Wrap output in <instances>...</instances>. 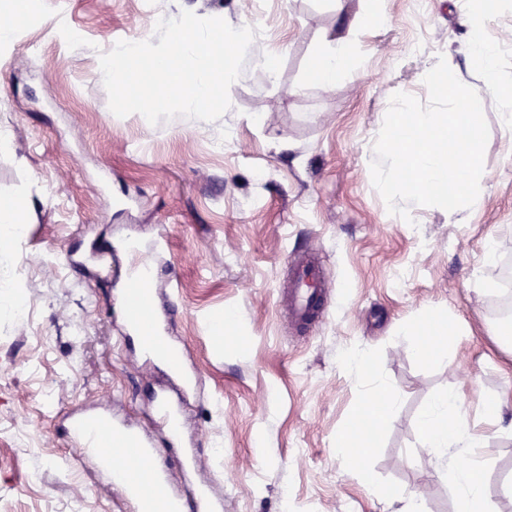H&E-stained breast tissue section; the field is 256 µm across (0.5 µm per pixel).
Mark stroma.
<instances>
[{
  "label": "stroma",
  "instance_id": "35a3bbf8",
  "mask_svg": "<svg viewBox=\"0 0 512 512\" xmlns=\"http://www.w3.org/2000/svg\"><path fill=\"white\" fill-rule=\"evenodd\" d=\"M184 10L259 30L230 108L214 122L117 117L100 53L154 38L158 19ZM365 11L383 24L361 28ZM466 16L465 0H45L0 41V197L33 205L27 240L0 265V278L23 277L33 310L25 323L0 313V512H132L93 457L73 462L69 424L95 412L152 438L171 492L207 486L223 512H282L286 500L291 512H394L387 496L402 492L455 512L448 462L419 429L451 390L488 436L474 455L492 512H512V431L484 411L512 398V352L490 328L512 315V129L485 97L484 204L464 224L418 205L405 222L370 174L394 93L427 100L441 58L479 84ZM340 38L347 75L310 82L313 57ZM274 49L270 74L254 60ZM161 235L175 280L158 292L187 391L146 362L121 306L131 244ZM299 253L321 265L328 301L306 330L288 321ZM430 312L456 334L423 362L411 349L428 341ZM355 351L375 374L344 366ZM381 381L396 411L361 460L341 457ZM161 396L187 405L180 439L152 421Z\"/></svg>",
  "mask_w": 512,
  "mask_h": 512
}]
</instances>
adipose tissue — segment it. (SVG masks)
<instances>
[{"mask_svg":"<svg viewBox=\"0 0 512 512\" xmlns=\"http://www.w3.org/2000/svg\"><path fill=\"white\" fill-rule=\"evenodd\" d=\"M462 398L451 391L430 404L420 420L424 444L435 455L449 458L455 512H489L481 463L471 451L484 444L483 432L471 427L462 410Z\"/></svg>","mask_w":512,"mask_h":512,"instance_id":"obj_1","label":"adipose tissue"}]
</instances>
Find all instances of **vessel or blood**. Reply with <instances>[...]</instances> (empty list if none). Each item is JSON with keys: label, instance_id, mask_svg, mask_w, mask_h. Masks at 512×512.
<instances>
[{"label": "vessel or blood", "instance_id": "b4317fda", "mask_svg": "<svg viewBox=\"0 0 512 512\" xmlns=\"http://www.w3.org/2000/svg\"><path fill=\"white\" fill-rule=\"evenodd\" d=\"M296 267L291 296V312L300 322L309 324L322 320L327 305L320 293V268L295 257ZM127 299L132 322L142 333L141 341L148 352L167 359L171 347L161 331L156 315L141 304L142 296L152 294L154 279L148 264L132 268L127 277ZM156 417L171 436H178L182 411L167 400H158ZM70 437L77 455H94L101 470L111 472L114 485L122 486L124 497L133 504L134 512H217L206 488L199 487L184 496L171 494L167 488L166 464L151 441L134 434L129 425L112 422L102 415L82 418L71 427ZM135 449L140 465L135 469L121 466L116 456Z\"/></svg>", "mask_w": 512, "mask_h": 512}]
</instances>
